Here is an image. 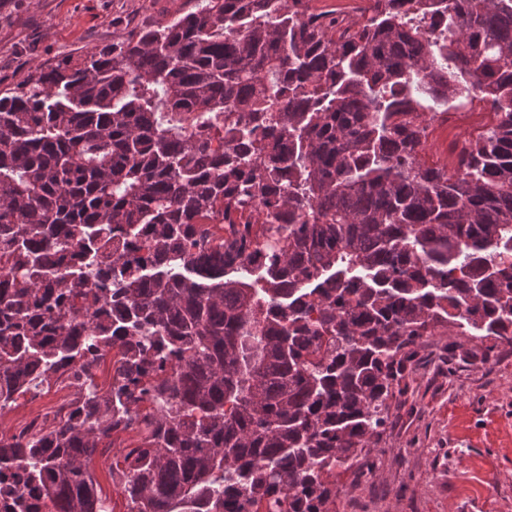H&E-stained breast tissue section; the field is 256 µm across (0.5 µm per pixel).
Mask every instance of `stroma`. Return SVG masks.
Wrapping results in <instances>:
<instances>
[{
	"instance_id": "stroma-1",
	"label": "stroma",
	"mask_w": 512,
	"mask_h": 512,
	"mask_svg": "<svg viewBox=\"0 0 512 512\" xmlns=\"http://www.w3.org/2000/svg\"><path fill=\"white\" fill-rule=\"evenodd\" d=\"M193 0H0V96L23 87L36 66L80 57L149 24L187 13ZM453 327L424 337L390 399L374 451L337 470L328 512H512V346L486 358ZM74 389L39 387L0 413L11 434L34 416L52 419ZM139 438L124 433L96 454L91 472L109 512H127L112 469Z\"/></svg>"
}]
</instances>
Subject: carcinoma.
<instances>
[{"instance_id": "1", "label": "carcinoma", "mask_w": 512, "mask_h": 512, "mask_svg": "<svg viewBox=\"0 0 512 512\" xmlns=\"http://www.w3.org/2000/svg\"><path fill=\"white\" fill-rule=\"evenodd\" d=\"M309 3L194 0L0 97V402L85 398L0 433L47 512L105 508L128 429V512H325L423 337L512 345V0ZM475 99L458 170L423 163ZM140 437L134 433H124L115 436L114 448H107L103 453H97L91 463V472L97 484L102 499L110 512H127L128 501L124 494V480L121 477V471L115 470L112 475V461L121 459L126 452V446L135 447L138 445Z\"/></svg>"}]
</instances>
